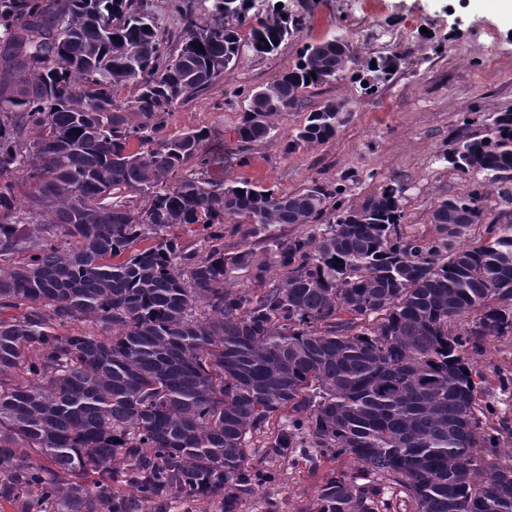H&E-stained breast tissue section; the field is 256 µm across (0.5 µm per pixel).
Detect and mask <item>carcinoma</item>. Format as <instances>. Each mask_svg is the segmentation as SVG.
Returning <instances> with one entry per match:
<instances>
[{
    "label": "carcinoma",
    "mask_w": 512,
    "mask_h": 512,
    "mask_svg": "<svg viewBox=\"0 0 512 512\" xmlns=\"http://www.w3.org/2000/svg\"><path fill=\"white\" fill-rule=\"evenodd\" d=\"M245 11L238 0L233 23L184 18L173 52L148 0H0V507L168 512L189 498L238 512L262 481L247 444L283 415L275 455L308 446L358 466L330 475L318 512H388L365 471L415 512H512V466L478 452L498 454L483 423L497 405L469 358L512 335V221L454 246L490 196L512 206V113L451 137L446 161L469 188L434 207L444 236L431 242L402 231L399 184L347 207L317 182L287 195L205 179L207 131L171 135L165 115L301 26L273 13L244 40ZM401 61L363 65L343 36L307 43L250 95L238 138L269 139L304 90L349 68L377 85ZM346 117L343 102L309 112L286 150L333 139ZM126 192L148 201L114 199ZM23 208L66 240L34 236ZM325 218L317 234L269 238L264 261L224 250L226 223L257 236ZM198 227L201 249L185 250L175 229ZM245 269L282 276L261 294L224 286ZM81 322L99 336L65 331ZM366 476L367 479L360 480L359 483H367L368 481H372V483L380 485L383 497L387 500H390L392 505L391 512H414L411 501L408 499L405 491L402 488L382 482L381 478L377 475L368 474Z\"/></svg>",
    "instance_id": "obj_1"
}]
</instances>
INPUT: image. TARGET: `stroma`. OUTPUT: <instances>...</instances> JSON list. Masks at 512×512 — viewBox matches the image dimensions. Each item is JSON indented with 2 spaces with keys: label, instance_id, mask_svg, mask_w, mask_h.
Returning <instances> with one entry per match:
<instances>
[{
  "label": "stroma",
  "instance_id": "1",
  "mask_svg": "<svg viewBox=\"0 0 512 512\" xmlns=\"http://www.w3.org/2000/svg\"><path fill=\"white\" fill-rule=\"evenodd\" d=\"M150 2L174 49L180 46L182 15L200 25L224 18L220 0ZM279 4L302 19L301 32L274 53L244 52L209 88L167 114L168 132L208 130L205 176L228 184L248 181L281 193L315 182L340 184L346 203L357 206L386 182L396 181L403 188L404 232L438 238L430 222L434 206L468 188L444 159L451 131L461 128L467 112H512V11L494 0H250L240 34L248 35L251 24ZM334 35L347 37L361 57L402 53L406 61L369 93L361 88L371 78L363 68L306 89L298 105L280 118L273 138L241 142L237 119L251 91L292 67L304 44ZM342 99L351 119L335 138L287 152V141L309 112ZM472 361L498 403L492 420L500 433L498 461L510 463L512 336L489 338ZM502 374L510 377L508 386H501ZM279 425L272 420L249 443L246 464L265 479L239 512H317V494L330 474L354 467L351 458L313 451L275 456L271 446Z\"/></svg>",
  "mask_w": 512,
  "mask_h": 512
}]
</instances>
